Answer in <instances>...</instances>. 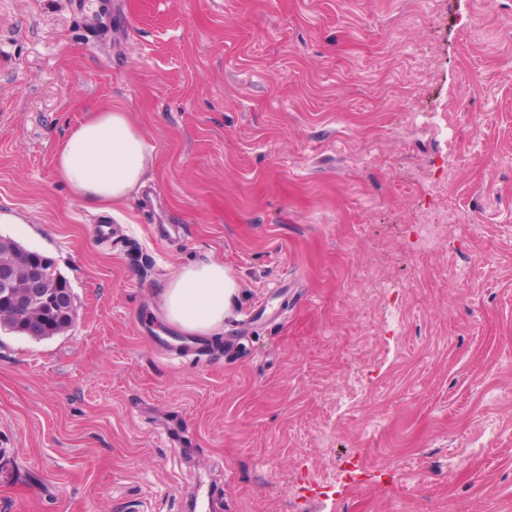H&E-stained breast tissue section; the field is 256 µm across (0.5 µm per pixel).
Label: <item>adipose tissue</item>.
Wrapping results in <instances>:
<instances>
[{"label":"adipose tissue","instance_id":"adipose-tissue-1","mask_svg":"<svg viewBox=\"0 0 512 512\" xmlns=\"http://www.w3.org/2000/svg\"><path fill=\"white\" fill-rule=\"evenodd\" d=\"M55 168L61 185L95 211L113 215L144 186L149 157L140 131L115 107L94 113L66 135ZM238 288L223 263L183 267L162 294L166 318L183 332L208 335L223 325Z\"/></svg>","mask_w":512,"mask_h":512}]
</instances>
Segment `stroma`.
<instances>
[{"label": "stroma", "mask_w": 512, "mask_h": 512, "mask_svg": "<svg viewBox=\"0 0 512 512\" xmlns=\"http://www.w3.org/2000/svg\"><path fill=\"white\" fill-rule=\"evenodd\" d=\"M117 104L158 196L115 244L54 156ZM0 235L77 307L0 329V512H512V0H0ZM209 260L237 302L162 358ZM49 275L52 279L56 277L58 282L60 280H62V278H65L66 282L64 281L61 284V287L66 288V283H67L68 288H70V292H69V295L66 293L65 298L61 299L59 301V303H57L56 307L52 310L50 315L53 316V319L55 321L54 324L47 325L48 312L41 316L34 315L29 318L28 324H27L28 327L31 325H35L38 327V328H36V327L32 328L31 334H33V335L38 334L37 333L38 329L41 331L42 334H52L55 331H59L58 333L51 335V336H55V335H58V334H61L65 331H67L74 323L72 316H71V310H72V302L75 304V301H74V294L72 292L70 282L67 280V278L64 275H62L59 271H57V269L55 267H54V270L52 272H50ZM153 343L160 353L166 358L169 354L179 353H186V356L189 354L198 355V352L203 351L206 346V342L203 337L182 339L175 336H158L153 339Z\"/></svg>", "instance_id": "35a3bbf8"}]
</instances>
